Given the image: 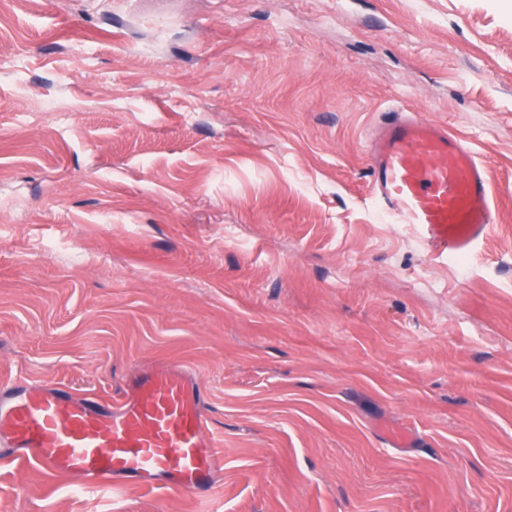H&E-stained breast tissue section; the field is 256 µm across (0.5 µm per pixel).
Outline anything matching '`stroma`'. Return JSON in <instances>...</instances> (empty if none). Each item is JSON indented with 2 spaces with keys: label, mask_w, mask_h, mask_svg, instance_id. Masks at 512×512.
Segmentation results:
<instances>
[{
  "label": "stroma",
  "mask_w": 512,
  "mask_h": 512,
  "mask_svg": "<svg viewBox=\"0 0 512 512\" xmlns=\"http://www.w3.org/2000/svg\"><path fill=\"white\" fill-rule=\"evenodd\" d=\"M395 100L488 169L471 254L368 198ZM157 364L209 494L0 465V512H512V0L0 5V381Z\"/></svg>",
  "instance_id": "1"
}]
</instances>
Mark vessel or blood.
Wrapping results in <instances>:
<instances>
[{
    "instance_id": "vessel-or-blood-1",
    "label": "vessel or blood",
    "mask_w": 512,
    "mask_h": 512,
    "mask_svg": "<svg viewBox=\"0 0 512 512\" xmlns=\"http://www.w3.org/2000/svg\"><path fill=\"white\" fill-rule=\"evenodd\" d=\"M369 192L391 224L413 227L433 258L472 251L492 224L490 180L467 142L403 105L386 109L370 145ZM194 378L140 370L118 397L0 382V461L78 480L93 491L131 480L197 496L220 459Z\"/></svg>"
}]
</instances>
